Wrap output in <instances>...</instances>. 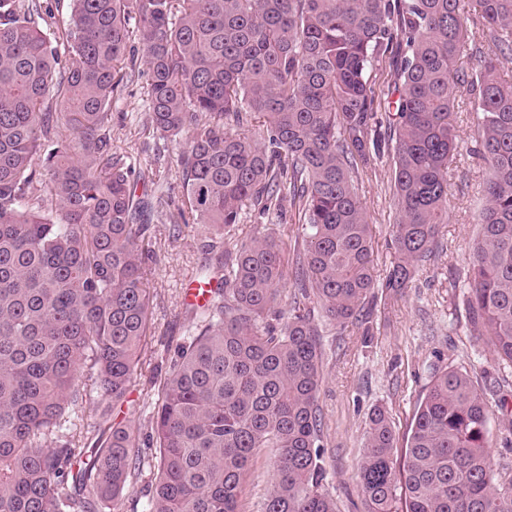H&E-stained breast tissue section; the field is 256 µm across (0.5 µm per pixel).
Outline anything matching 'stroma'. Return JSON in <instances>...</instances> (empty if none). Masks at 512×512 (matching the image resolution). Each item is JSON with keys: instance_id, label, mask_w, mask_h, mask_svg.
I'll list each match as a JSON object with an SVG mask.
<instances>
[{"instance_id": "35a3bbf8", "label": "stroma", "mask_w": 512, "mask_h": 512, "mask_svg": "<svg viewBox=\"0 0 512 512\" xmlns=\"http://www.w3.org/2000/svg\"><path fill=\"white\" fill-rule=\"evenodd\" d=\"M460 152L449 176L448 222L439 228L435 256L423 262L401 293L377 289L358 320L344 326L323 321L318 305L323 348L319 396L325 474L320 489L335 500L339 512H365L359 462L369 416L384 406L397 448H404L413 416L436 371L466 369L484 391L493 412L490 452L496 466L512 468V425L497 410L499 400L512 404V371L494 360L488 347L469 331L466 319L469 256L478 235L475 218L485 201L488 166L474 156L477 114L469 94L455 107ZM149 74L136 59L133 78L124 80L112 98V145L129 157L140 179L137 191L155 190L165 201L150 221L146 241L154 253L146 266L152 314L145 358L135 372L128 400L115 410L116 421L131 425L139 441L140 474L119 502L117 512H146L152 496L156 450L150 447L155 406V380L168 371L176 347L183 342L190 319L185 286L196 279L200 264L252 239L272 235L290 273L280 290L278 306L288 309L295 293L293 273L303 252L305 226L297 209L283 204L269 211L248 204L240 222L227 234L199 224L182 223L185 206L179 158L184 143L162 137L151 124ZM391 153L381 154L359 172L355 187L370 224L374 272L385 279L395 252L391 246L396 222ZM276 453L268 449L253 462L246 479L241 512H262L270 490Z\"/></svg>"}]
</instances>
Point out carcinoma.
I'll use <instances>...</instances> for the list:
<instances>
[{
    "label": "carcinoma",
    "mask_w": 512,
    "mask_h": 512,
    "mask_svg": "<svg viewBox=\"0 0 512 512\" xmlns=\"http://www.w3.org/2000/svg\"><path fill=\"white\" fill-rule=\"evenodd\" d=\"M495 54L456 68L470 38L462 0H70L65 40L39 0H0V512H105L139 469L136 438L100 409L127 399L146 346L150 292L140 238L155 203L112 151V93L137 39L151 122L186 139L194 224L216 232L241 208H301L303 277L328 320L360 316L377 288L413 281L448 223V175L462 89L477 102L476 155L489 168L466 299L472 335L512 367V0H473ZM394 71L393 134H377L372 73ZM256 121L257 134L226 120ZM393 151L396 261L377 282L358 166ZM286 269L259 237L201 281L188 344L159 382L148 512H240L255 458L276 450L264 512H337L319 492L322 348L301 307L279 331ZM490 408L468 371L434 374L395 455L374 408L359 466L367 512H512L494 468ZM104 436L90 451L79 429Z\"/></svg>",
    "instance_id": "obj_1"
}]
</instances>
